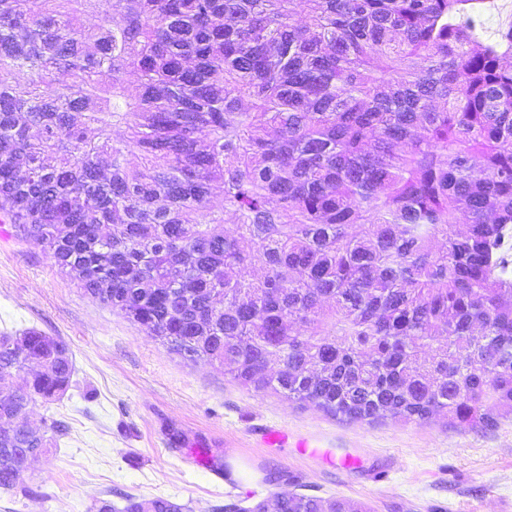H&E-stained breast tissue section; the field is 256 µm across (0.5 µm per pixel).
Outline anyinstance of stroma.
<instances>
[{
  "label": "stroma",
  "mask_w": 512,
  "mask_h": 512,
  "mask_svg": "<svg viewBox=\"0 0 512 512\" xmlns=\"http://www.w3.org/2000/svg\"><path fill=\"white\" fill-rule=\"evenodd\" d=\"M482 39L512 26V0H482ZM67 343L69 432L25 463L26 491L0 490V512H94L122 493L164 496L191 512L232 499L250 508L277 491L345 498L370 512H512V413L498 424H424L332 416L239 385L170 351L145 327L84 294L43 247L0 223V333ZM277 431L281 441L268 442ZM247 471L241 483L222 467Z\"/></svg>",
  "instance_id": "obj_1"
}]
</instances>
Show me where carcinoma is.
<instances>
[{
	"mask_svg": "<svg viewBox=\"0 0 512 512\" xmlns=\"http://www.w3.org/2000/svg\"><path fill=\"white\" fill-rule=\"evenodd\" d=\"M480 2L0 0V201L86 294L243 386L492 427L512 410V27L485 43ZM72 376L63 341L0 335V489L67 434L27 414ZM122 499L95 512L184 509ZM211 512L368 510L281 491Z\"/></svg>",
	"mask_w": 512,
	"mask_h": 512,
	"instance_id": "cac0c4a2",
	"label": "carcinoma"
}]
</instances>
